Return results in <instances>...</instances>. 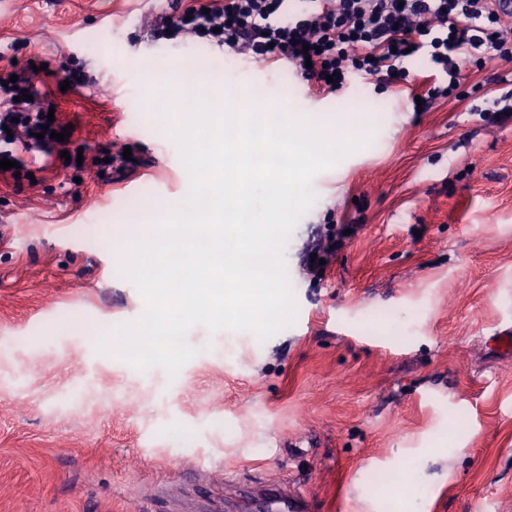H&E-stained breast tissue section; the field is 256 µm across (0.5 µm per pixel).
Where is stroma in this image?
I'll use <instances>...</instances> for the list:
<instances>
[{"mask_svg": "<svg viewBox=\"0 0 512 512\" xmlns=\"http://www.w3.org/2000/svg\"><path fill=\"white\" fill-rule=\"evenodd\" d=\"M160 0H0V52L38 64L40 89L90 147L141 163L103 184L29 163L0 182V512H175L192 488L295 486L312 512H497L512 504V123L478 97L424 111L354 86L313 100L298 76L204 42L147 40ZM102 85L62 89L70 57ZM201 60L243 89L328 123L363 119L364 144L312 180L285 251L297 312L267 340L197 324L170 374L114 354L144 313L113 252L189 189L174 139L144 111V74ZM79 178L78 193L67 179ZM106 231L82 234L93 214ZM327 224L359 225L322 281L299 252ZM484 107L472 109L473 112H479L480 118L489 125H503L512 122V105L500 107L498 99H486Z\"/></svg>", "mask_w": 512, "mask_h": 512, "instance_id": "obj_1", "label": "stroma"}]
</instances>
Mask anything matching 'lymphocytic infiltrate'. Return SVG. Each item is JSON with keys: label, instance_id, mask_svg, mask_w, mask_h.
<instances>
[{"label": "lymphocytic infiltrate", "instance_id": "obj_1", "mask_svg": "<svg viewBox=\"0 0 512 512\" xmlns=\"http://www.w3.org/2000/svg\"><path fill=\"white\" fill-rule=\"evenodd\" d=\"M151 39L203 41L266 65L288 64L316 94L329 96L358 79L392 94L436 100L460 97L469 67L512 59V20L492 0H172L142 25ZM424 57L430 73L412 78L407 64ZM55 104L31 74L0 65L1 178L25 171V155L59 160L61 151L94 164L101 181L134 170L122 151L57 140Z\"/></svg>", "mask_w": 512, "mask_h": 512}]
</instances>
